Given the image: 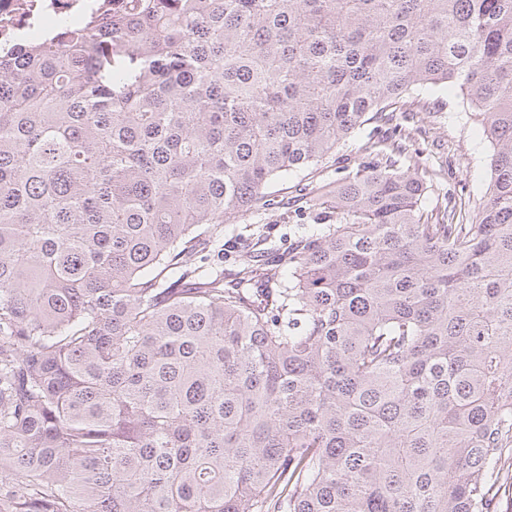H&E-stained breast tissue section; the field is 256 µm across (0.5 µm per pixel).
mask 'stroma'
Masks as SVG:
<instances>
[{"label": "stroma", "instance_id": "1", "mask_svg": "<svg viewBox=\"0 0 512 512\" xmlns=\"http://www.w3.org/2000/svg\"><path fill=\"white\" fill-rule=\"evenodd\" d=\"M425 111L415 113L404 128L410 132L407 150L417 151L419 162L434 171V187L429 196L431 209L443 210L449 197L477 209L485 201L490 178L491 144L477 133V127L463 104L447 107L436 95L423 94ZM376 132L375 124L361 127L348 144L340 147L334 161L301 172L298 176L275 182L274 191L283 200L277 210H251L227 218L224 222V250L215 255L225 274H234L241 259L261 256L277 263L304 226L299 220L296 201L304 187L313 184L334 188L347 167L360 157V146Z\"/></svg>", "mask_w": 512, "mask_h": 512}]
</instances>
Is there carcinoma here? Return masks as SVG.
<instances>
[{"mask_svg":"<svg viewBox=\"0 0 512 512\" xmlns=\"http://www.w3.org/2000/svg\"><path fill=\"white\" fill-rule=\"evenodd\" d=\"M426 90L487 200L372 136L281 267L201 273ZM512 445V0H102L0 49V512H493Z\"/></svg>","mask_w":512,"mask_h":512,"instance_id":"obj_1","label":"carcinoma"}]
</instances>
